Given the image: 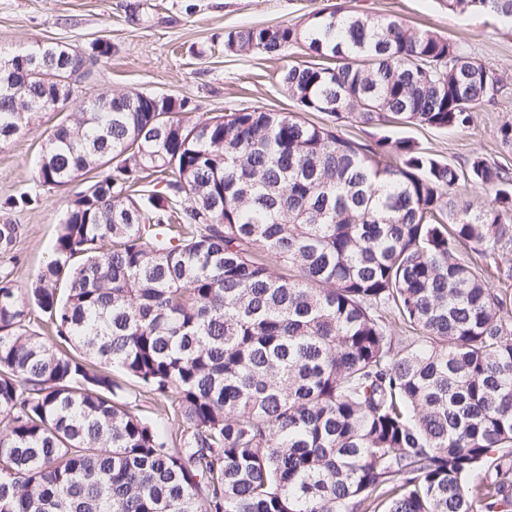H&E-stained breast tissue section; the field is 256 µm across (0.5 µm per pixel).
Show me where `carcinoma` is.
<instances>
[{
	"label": "carcinoma",
	"instance_id": "cac0c4a2",
	"mask_svg": "<svg viewBox=\"0 0 512 512\" xmlns=\"http://www.w3.org/2000/svg\"><path fill=\"white\" fill-rule=\"evenodd\" d=\"M512 26V0H447ZM313 61L299 108L188 116L112 92L52 131L35 188L85 177L55 258L15 279L0 223V512H512V179L347 119L463 130L507 83L464 44L333 6L227 33ZM36 62L29 73L19 62ZM0 56V143L52 76ZM322 113L316 124L307 115Z\"/></svg>",
	"mask_w": 512,
	"mask_h": 512
}]
</instances>
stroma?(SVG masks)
Returning a JSON list of instances; mask_svg holds the SVG:
<instances>
[{
    "instance_id": "1",
    "label": "stroma",
    "mask_w": 512,
    "mask_h": 512,
    "mask_svg": "<svg viewBox=\"0 0 512 512\" xmlns=\"http://www.w3.org/2000/svg\"><path fill=\"white\" fill-rule=\"evenodd\" d=\"M342 4L377 18H399L463 42L472 57L495 69L507 84L495 104L474 108L468 127L446 130L394 125L426 152L457 165L479 155L512 170V149L498 130L512 123V29L480 16L449 13L446 0H0V51L34 42L91 50L109 41L112 50L96 67L92 86L76 90L62 111L45 113L39 126L0 144V197L31 187L42 150L65 114L86 98L112 90L188 99L192 119L262 106L295 111L279 73L307 62V50L292 45L281 55H234L224 49L226 32L250 25L296 23L309 13ZM79 183L43 190L31 210L1 212L0 222L21 224L16 253L19 286L34 281L52 255L68 194Z\"/></svg>"
}]
</instances>
